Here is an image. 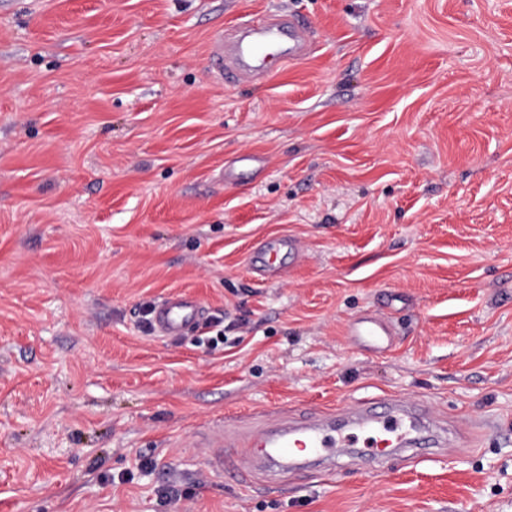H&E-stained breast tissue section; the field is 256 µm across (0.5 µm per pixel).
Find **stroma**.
Here are the masks:
<instances>
[{
  "mask_svg": "<svg viewBox=\"0 0 512 512\" xmlns=\"http://www.w3.org/2000/svg\"><path fill=\"white\" fill-rule=\"evenodd\" d=\"M173 293L225 343L147 328ZM387 394L467 447L212 463ZM0 512H512V0H0ZM284 22H273L269 26L253 33L250 39H241L233 42L230 46V52L240 58H249L257 61L260 60L258 54L267 43L276 42L283 34ZM346 334L355 346L366 351L382 352L392 346L393 334L388 325L373 314L350 322Z\"/></svg>",
  "mask_w": 512,
  "mask_h": 512,
  "instance_id": "35a3bbf8",
  "label": "stroma"
}]
</instances>
